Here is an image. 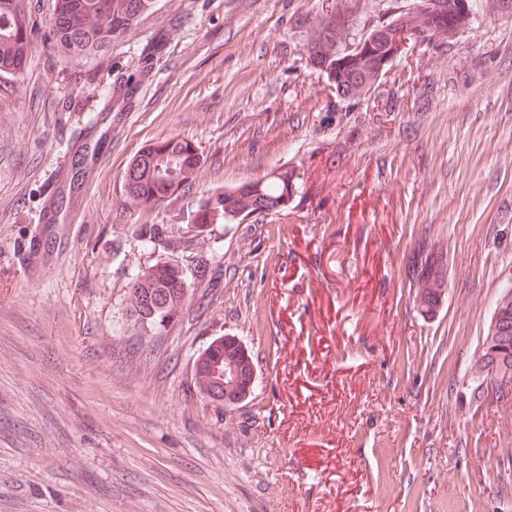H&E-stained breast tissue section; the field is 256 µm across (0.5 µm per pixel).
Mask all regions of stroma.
<instances>
[{"mask_svg":"<svg viewBox=\"0 0 512 512\" xmlns=\"http://www.w3.org/2000/svg\"><path fill=\"white\" fill-rule=\"evenodd\" d=\"M322 6L155 0L104 58L68 61L32 0L36 48L0 76V512H512V397L458 385L512 278V16L475 0L457 44L387 74L428 83V106L376 112L311 63ZM171 137L200 156L191 190L130 206L129 162ZM75 140L103 157L92 188L39 226ZM282 167L286 214L190 224ZM418 251L445 270L431 316ZM163 261L189 299L146 331L130 291ZM225 334L257 370L229 407L194 387Z\"/></svg>","mask_w":512,"mask_h":512,"instance_id":"35a3bbf8","label":"stroma"}]
</instances>
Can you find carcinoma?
Wrapping results in <instances>:
<instances>
[{"instance_id":"carcinoma-1","label":"carcinoma","mask_w":512,"mask_h":512,"mask_svg":"<svg viewBox=\"0 0 512 512\" xmlns=\"http://www.w3.org/2000/svg\"><path fill=\"white\" fill-rule=\"evenodd\" d=\"M154 0H53L51 40L53 48L67 60H78L109 47L136 19L152 9ZM353 0H338L326 12L315 39L308 47L314 65L336 89L338 100L384 97L381 77L398 57V45L407 38L441 36L454 38L470 24L471 0H421L412 15L399 14L372 29L366 40L352 50L354 39ZM37 39L30 0H0V74L24 71ZM200 157L192 143L177 137L160 141L138 153L126 169L125 189L130 204L146 207L182 193L192 184ZM301 177L292 169L272 171L239 188L216 190L198 202L191 212L192 224H224L244 220L256 213H279L297 191ZM413 304L423 315L439 307L442 275L439 264L417 253L412 259ZM131 296L132 316L142 327L161 326L184 305L187 288L179 267L159 263L135 277ZM252 358L233 336L211 341L194 362V384L199 393L214 402L224 401V365L239 364L242 379L250 376ZM490 373L480 375L469 364L462 383L470 387L472 399H482Z\"/></svg>"}]
</instances>
